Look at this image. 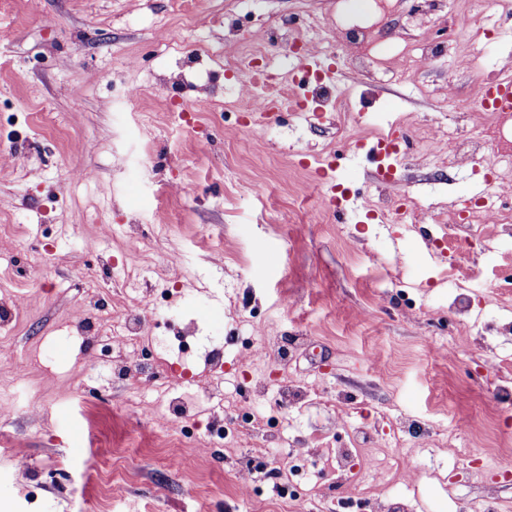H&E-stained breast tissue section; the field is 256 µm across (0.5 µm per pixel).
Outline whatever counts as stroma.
I'll use <instances>...</instances> for the list:
<instances>
[{
    "label": "stroma",
    "mask_w": 512,
    "mask_h": 512,
    "mask_svg": "<svg viewBox=\"0 0 512 512\" xmlns=\"http://www.w3.org/2000/svg\"><path fill=\"white\" fill-rule=\"evenodd\" d=\"M373 40L341 58L338 88L348 111L317 125L319 106L246 128L225 112L240 90V43L265 45L267 75L296 67L270 32L292 16L331 21L362 14L367 0H0V290L17 300L16 324L0 337V512H282L270 482L249 486L244 460L278 442L333 428L335 445L386 460L383 479L417 489V512H463L494 498L512 512V408L484 411L512 355L501 333L512 288L493 289L502 259L477 246L451 256L435 245L454 201L486 190L479 165L447 168L421 144L394 162L415 206L411 221L378 213L377 164L347 143L353 126L409 135L473 126L461 101L478 72L512 76V15L497 0H384ZM491 30L479 59L453 41L476 12ZM441 51L417 63L422 31ZM210 109L178 117L200 92ZM81 142L73 152V142ZM354 200L343 219L332 199ZM109 234H102V225ZM222 243L201 250L200 235ZM144 261L128 277L129 251ZM468 268L473 300L466 334L448 329L450 262ZM184 272V298L165 317L194 325L199 343L224 347L225 402L246 388L267 406L263 425H243L235 457L206 447L222 409L208 398L213 370L175 367L171 388L138 376L87 398L89 364L108 348H75L66 337L89 288L110 304L142 287L162 288L171 266ZM455 343L454 357L443 347ZM300 387L278 405L280 370ZM193 407L198 443L161 440L141 414L166 415L170 398ZM432 433L447 432L438 472L424 467ZM178 468L166 466L170 455Z\"/></svg>",
    "instance_id": "1"
}]
</instances>
